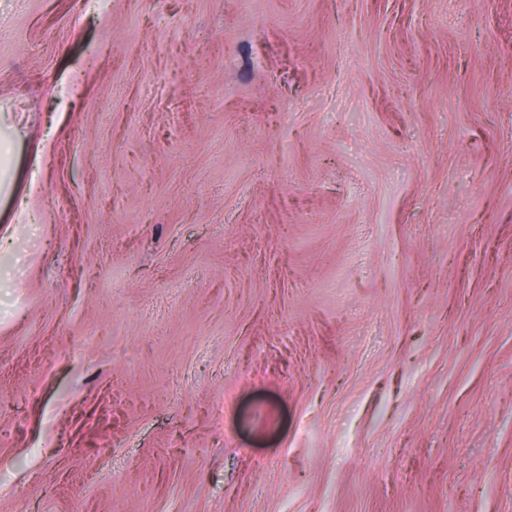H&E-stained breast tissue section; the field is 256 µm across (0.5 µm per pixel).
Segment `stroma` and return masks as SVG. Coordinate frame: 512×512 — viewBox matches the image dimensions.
I'll list each match as a JSON object with an SVG mask.
<instances>
[{"label":"stroma","mask_w":512,"mask_h":512,"mask_svg":"<svg viewBox=\"0 0 512 512\" xmlns=\"http://www.w3.org/2000/svg\"><path fill=\"white\" fill-rule=\"evenodd\" d=\"M0 512H512V0H0Z\"/></svg>","instance_id":"1"}]
</instances>
